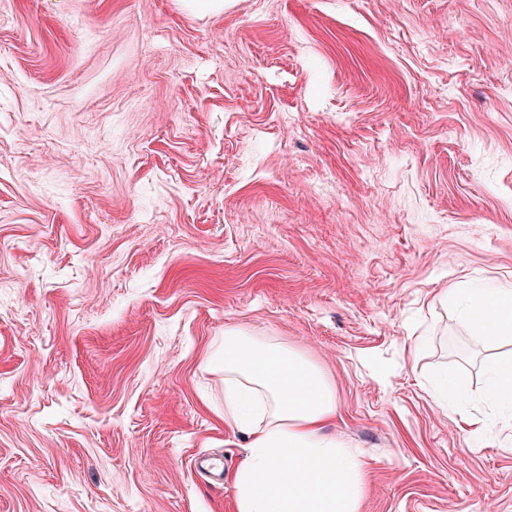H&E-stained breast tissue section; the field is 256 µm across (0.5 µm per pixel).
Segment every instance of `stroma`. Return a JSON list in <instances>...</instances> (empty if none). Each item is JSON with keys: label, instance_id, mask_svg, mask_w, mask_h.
Listing matches in <instances>:
<instances>
[{"label": "stroma", "instance_id": "1", "mask_svg": "<svg viewBox=\"0 0 512 512\" xmlns=\"http://www.w3.org/2000/svg\"><path fill=\"white\" fill-rule=\"evenodd\" d=\"M512 282V0H0V512H236L206 363L332 383L361 512H512L443 304Z\"/></svg>", "mask_w": 512, "mask_h": 512}]
</instances>
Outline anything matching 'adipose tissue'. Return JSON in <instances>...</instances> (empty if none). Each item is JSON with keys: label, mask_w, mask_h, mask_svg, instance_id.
Wrapping results in <instances>:
<instances>
[{"label": "adipose tissue", "mask_w": 512, "mask_h": 512, "mask_svg": "<svg viewBox=\"0 0 512 512\" xmlns=\"http://www.w3.org/2000/svg\"><path fill=\"white\" fill-rule=\"evenodd\" d=\"M446 301L476 337L512 342V284L448 288ZM224 373V424L243 435L236 474L237 512H360L363 458L323 436L336 395L302 352L230 328L212 359ZM489 400L482 417L462 416L473 435L512 411V354L490 356Z\"/></svg>", "instance_id": "obj_1"}]
</instances>
